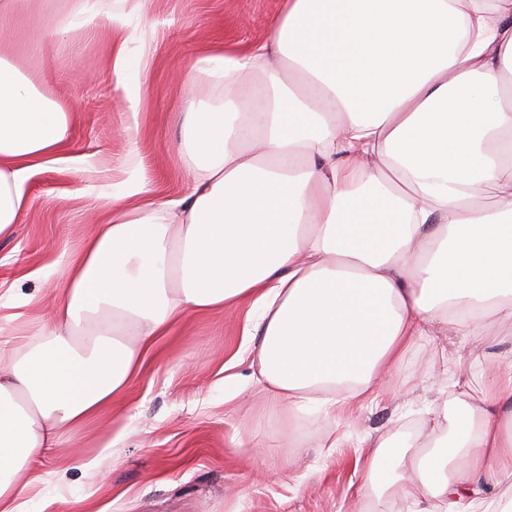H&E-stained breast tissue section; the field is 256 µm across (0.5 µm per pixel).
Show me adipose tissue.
I'll list each match as a JSON object with an SVG mask.
<instances>
[{"label":"adipose tissue","instance_id":"adipose-tissue-1","mask_svg":"<svg viewBox=\"0 0 512 512\" xmlns=\"http://www.w3.org/2000/svg\"><path fill=\"white\" fill-rule=\"evenodd\" d=\"M121 26L112 0H73L61 31ZM203 70L223 111L186 101L191 185L144 184L92 213L49 325L0 339V512H25L18 473L63 448L91 469L85 425L126 394L186 316L247 304L224 402L246 387L292 420L389 395L440 334L512 328V0H287L245 52ZM73 113L0 58V238L31 206V169ZM492 195L484 205V195ZM485 394L441 386L395 437L364 440L362 502L405 512H512V368Z\"/></svg>","mask_w":512,"mask_h":512}]
</instances>
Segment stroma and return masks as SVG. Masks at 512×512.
<instances>
[{"instance_id": "obj_1", "label": "stroma", "mask_w": 512, "mask_h": 512, "mask_svg": "<svg viewBox=\"0 0 512 512\" xmlns=\"http://www.w3.org/2000/svg\"><path fill=\"white\" fill-rule=\"evenodd\" d=\"M124 14L116 29L100 22L93 33L49 35L44 56L22 54L0 21V55L47 76L74 111L69 142L58 160L33 170L32 200L11 238L0 239V328L11 330L16 297H32L29 316H45L54 303L63 264L92 231V209L118 195L130 177L157 201L177 199L189 185V158L179 139L185 98L224 108V83L193 71L208 49L241 50L263 39L285 0H112ZM124 46L133 61L126 90L115 87L112 54ZM137 106H130V99ZM245 306L193 314L160 337L143 372L119 407L85 431L88 456L118 429L126 438L99 466L71 467L64 449L39 457L22 472L30 512H355L362 440L397 431L403 423L385 400L355 408L336 420L345 439L322 448L326 419L310 413L297 423L266 401L224 405L220 370L243 341ZM448 376L473 397L486 380L485 357L512 351V335L491 325L479 340L440 337ZM246 429L251 453L231 438ZM295 445L281 447L285 437Z\"/></svg>"}]
</instances>
